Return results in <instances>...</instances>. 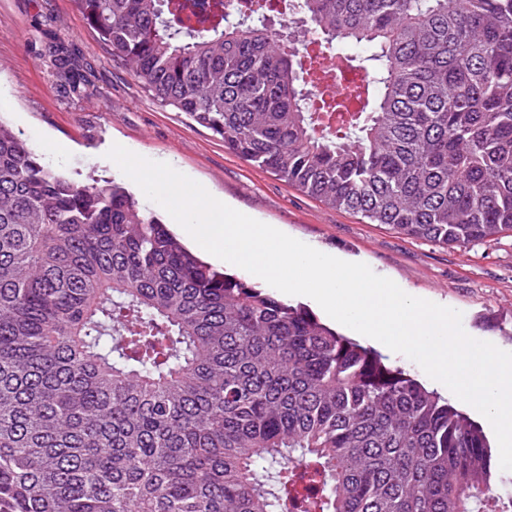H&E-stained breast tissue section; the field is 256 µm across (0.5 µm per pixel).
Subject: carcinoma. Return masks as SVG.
Wrapping results in <instances>:
<instances>
[{
    "label": "carcinoma",
    "mask_w": 512,
    "mask_h": 512,
    "mask_svg": "<svg viewBox=\"0 0 512 512\" xmlns=\"http://www.w3.org/2000/svg\"><path fill=\"white\" fill-rule=\"evenodd\" d=\"M74 2L155 101L321 203L512 237V0ZM310 33L346 74L334 44L374 48L355 107L305 87ZM503 477L414 376L0 123V512H512Z\"/></svg>",
    "instance_id": "obj_1"
}]
</instances>
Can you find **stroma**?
<instances>
[{
	"instance_id": "stroma-1",
	"label": "stroma",
	"mask_w": 512,
	"mask_h": 512,
	"mask_svg": "<svg viewBox=\"0 0 512 512\" xmlns=\"http://www.w3.org/2000/svg\"><path fill=\"white\" fill-rule=\"evenodd\" d=\"M52 45L75 54L90 84L86 94L64 91ZM0 120L79 183L121 177L107 156L116 143L168 163L228 206L460 311L470 336L512 352V237L465 249L414 240L250 166L209 130L154 101L113 61L73 0H0Z\"/></svg>"
}]
</instances>
